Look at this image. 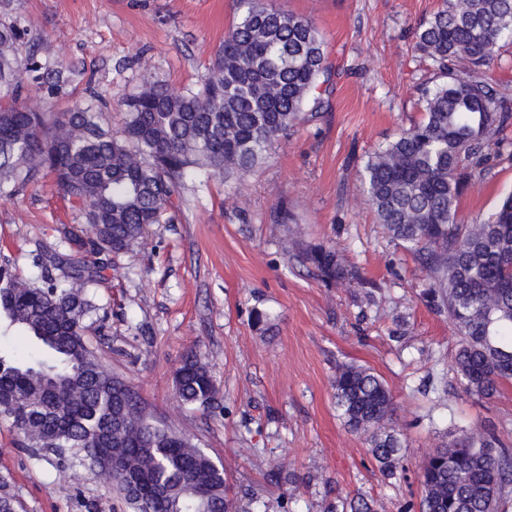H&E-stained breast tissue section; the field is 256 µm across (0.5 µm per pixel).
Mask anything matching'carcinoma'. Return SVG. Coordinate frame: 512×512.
<instances>
[{
	"instance_id": "obj_1",
	"label": "carcinoma",
	"mask_w": 512,
	"mask_h": 512,
	"mask_svg": "<svg viewBox=\"0 0 512 512\" xmlns=\"http://www.w3.org/2000/svg\"><path fill=\"white\" fill-rule=\"evenodd\" d=\"M239 4L202 88L174 93L152 82L125 101L119 137L101 126L91 102L52 112L42 101H20L21 34L0 28V193L17 196L52 177L84 218L33 257L36 278L0 261V325L41 352L35 359L0 349V419L32 456L94 452L93 473L131 512H145L146 499L155 512H233V502L224 470L190 436L156 422L85 341L86 321L100 310L93 287L113 257L166 221L189 176L241 181L306 111L323 107L329 81L311 21L265 0ZM504 39H512V0H444L416 35L440 79L423 93L424 117L369 156L362 173L365 202L413 255L430 303L461 337L454 368L463 392L482 399L512 379V193L486 221L461 224L457 214L491 136L512 122V94L481 77ZM295 258L326 285L357 278L333 244L300 243ZM174 386L189 405L207 407L218 394L210 367L194 354ZM333 388L338 418L394 475L404 442L385 381L351 363L336 369ZM417 479L421 496L406 512H508L512 449L472 431L433 449ZM330 512L378 508L338 492Z\"/></svg>"
}]
</instances>
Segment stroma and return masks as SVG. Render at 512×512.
<instances>
[{
	"label": "stroma",
	"mask_w": 512,
	"mask_h": 512,
	"mask_svg": "<svg viewBox=\"0 0 512 512\" xmlns=\"http://www.w3.org/2000/svg\"><path fill=\"white\" fill-rule=\"evenodd\" d=\"M311 20L331 70L325 106L287 137L241 185L188 180L171 220L114 258L95 290L97 323L85 338L148 411L190 434L224 466L236 512H328L337 493L372 497L403 512L420 493L428 453L471 429L512 447V381L490 399L466 396L453 367L459 338L425 298L411 255L364 201L361 169L402 128L422 119L429 61L414 49L419 23L443 0H267ZM240 17L236 0H0V26L21 32L23 95H45L33 67H62L68 84L48 97L71 107L85 88L118 131L123 101L156 79L197 89ZM512 191V124L463 192L458 219L487 220ZM288 206L294 220L278 223ZM76 213L54 182L0 196V256L35 278L31 254L57 242ZM335 243L360 279L326 286L292 254L296 242ZM274 324L263 331L254 310ZM213 370L220 394L206 409L181 404L174 374L186 354ZM371 368L391 390L405 444L385 478L365 441L336 415L340 364ZM0 420V485L17 512H128L78 462L21 450Z\"/></svg>",
	"instance_id": "35a3bbf8"
}]
</instances>
